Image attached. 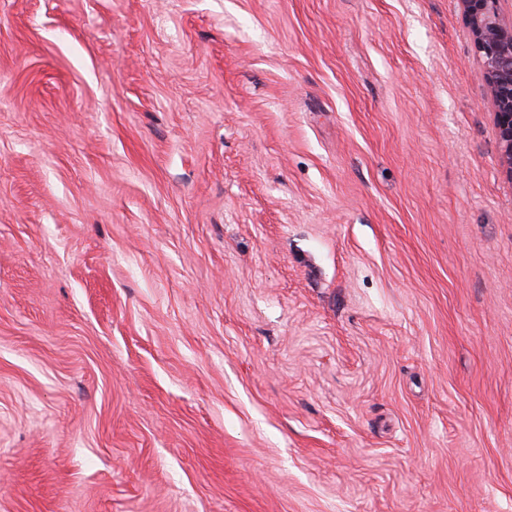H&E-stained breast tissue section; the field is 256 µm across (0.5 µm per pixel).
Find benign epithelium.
<instances>
[{"instance_id": "7a95c632", "label": "benign epithelium", "mask_w": 512, "mask_h": 512, "mask_svg": "<svg viewBox=\"0 0 512 512\" xmlns=\"http://www.w3.org/2000/svg\"><path fill=\"white\" fill-rule=\"evenodd\" d=\"M474 48L490 93L499 163L512 180V22L500 0H461Z\"/></svg>"}]
</instances>
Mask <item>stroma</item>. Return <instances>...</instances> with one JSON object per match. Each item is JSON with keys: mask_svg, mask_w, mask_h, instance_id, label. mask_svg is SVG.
I'll return each mask as SVG.
<instances>
[{"mask_svg": "<svg viewBox=\"0 0 512 512\" xmlns=\"http://www.w3.org/2000/svg\"><path fill=\"white\" fill-rule=\"evenodd\" d=\"M0 512H512L461 0H0Z\"/></svg>", "mask_w": 512, "mask_h": 512, "instance_id": "35a3bbf8", "label": "stroma"}]
</instances>
